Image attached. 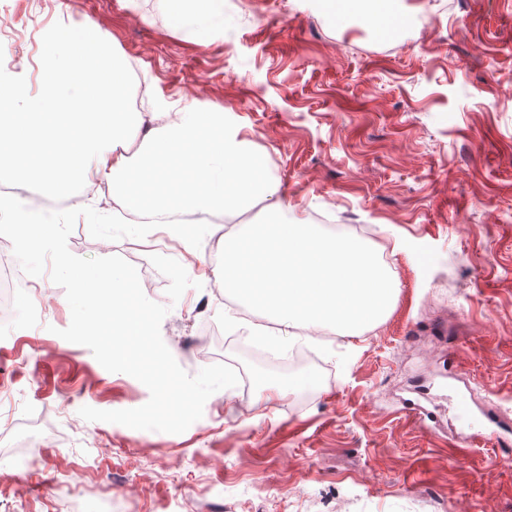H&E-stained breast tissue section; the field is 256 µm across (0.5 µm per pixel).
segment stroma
<instances>
[{
  "label": "stroma",
  "instance_id": "35a3bbf8",
  "mask_svg": "<svg viewBox=\"0 0 512 512\" xmlns=\"http://www.w3.org/2000/svg\"><path fill=\"white\" fill-rule=\"evenodd\" d=\"M323 2L224 0L226 25L204 28L173 24L167 0H7L35 38L91 23L140 57L148 111L223 112L285 215L327 213L388 257L397 291L381 321L320 329L315 360L265 369L204 289L219 225L196 249L78 220L71 253L136 267L188 374L220 361L247 385L180 434L85 420L150 393L59 337L64 289L17 272L0 427L46 442L0 440V512H91L97 494L135 512H512V0H398L392 35Z\"/></svg>",
  "mask_w": 512,
  "mask_h": 512
}]
</instances>
